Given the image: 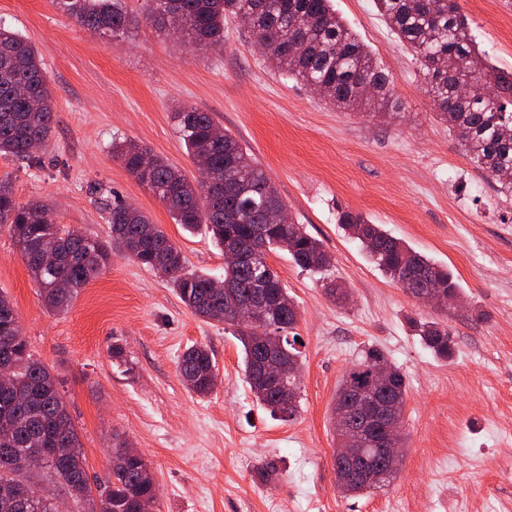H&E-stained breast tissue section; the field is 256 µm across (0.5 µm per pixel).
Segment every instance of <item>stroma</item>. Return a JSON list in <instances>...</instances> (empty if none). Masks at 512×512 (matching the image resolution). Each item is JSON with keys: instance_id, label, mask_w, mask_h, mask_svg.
Segmentation results:
<instances>
[{"instance_id": "obj_1", "label": "stroma", "mask_w": 512, "mask_h": 512, "mask_svg": "<svg viewBox=\"0 0 512 512\" xmlns=\"http://www.w3.org/2000/svg\"><path fill=\"white\" fill-rule=\"evenodd\" d=\"M457 3L487 61L512 72V0ZM333 4L388 73L390 108L363 115L329 105L274 70L235 17L212 52L146 20L120 42L89 33L50 0H0V23L38 48L54 91L40 165L0 156V178L11 180L17 203H49L54 223L102 239L113 200L133 204L160 224L189 269L223 277L224 257L205 228L175 224L112 156L113 141L128 140L200 179L172 120L185 104L239 137L292 219L323 243L350 294L342 306L287 252L267 256L299 309L294 419L256 401L230 327L194 315L165 278L125 254H113L56 314L0 230V293L12 300L30 353L64 381L90 480H105L112 446L128 442L159 484L155 512H512V198L437 120L418 60L374 0ZM342 211L448 266L465 311L431 308L390 281L340 227ZM412 317L447 323L450 358L434 357ZM193 345L216 361L217 386L205 397L179 376ZM372 348L405 377L404 457L386 486L348 497L336 487L329 418L343 372ZM266 466L267 482L259 475Z\"/></svg>"}]
</instances>
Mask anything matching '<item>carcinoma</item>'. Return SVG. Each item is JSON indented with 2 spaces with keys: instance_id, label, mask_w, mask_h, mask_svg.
Wrapping results in <instances>:
<instances>
[{
  "instance_id": "cac0c4a2",
  "label": "carcinoma",
  "mask_w": 512,
  "mask_h": 512,
  "mask_svg": "<svg viewBox=\"0 0 512 512\" xmlns=\"http://www.w3.org/2000/svg\"><path fill=\"white\" fill-rule=\"evenodd\" d=\"M63 13L93 34L114 40L127 37L138 23L127 0H51ZM380 14L401 43L420 62L438 108L437 118L455 137L476 169L495 178L501 193L512 196V72L498 70L485 60L473 41L456 0H375ZM146 19L160 31L176 29L201 49L224 46V18L253 17L259 34L274 45L267 55L281 74L321 90L323 99L344 110L390 102V80L371 51L333 8L332 0H144ZM443 56L454 58L451 70L437 67ZM468 95L455 98L461 84ZM190 159L201 169L191 182L163 157L131 142H113L112 155L168 210L174 223L186 230L203 224L221 249L239 248L247 258L224 268L229 288L213 287V277L186 268L181 251L161 227L139 208L115 203L109 213L111 238L71 233L44 221L48 205L16 203L10 180L0 179V229H7L38 284L45 308L62 312L88 282L107 265L112 252L123 250L141 265L166 279L173 292L196 315L233 327L243 348V374L256 401L280 418L295 416L297 392L284 377L275 388L261 377L264 351L253 328L235 321L236 302L259 290L272 293L267 319L277 340L276 351L300 365L294 335L298 306L267 254L282 250L302 270L327 274L332 267L321 241L301 224H269L267 212L283 200L270 178L247 149L229 132L213 133L210 113L195 107L172 113ZM53 108L48 77L36 49L17 31L0 24V155L39 163L32 145L48 140ZM338 224L363 254L391 281L415 279L430 288L458 293L452 271L421 254L408 243L361 214L342 211ZM70 285L62 292L56 283ZM412 327L438 357L448 358L452 341L448 327L436 321H414ZM385 361L371 349L342 375L332 402L330 423L340 447L358 433L360 423L350 409L348 387L361 386L405 407V379L393 369L390 387L371 382V371ZM11 370V385L0 387V486L13 485L26 501L0 494V512H60L47 493L44 477L28 472L22 461L34 448L66 453L46 467L77 504L97 502L89 512H140L155 481L146 459L134 457L121 443L112 448L107 496H93L79 436L61 396L54 368L30 354L12 301L0 294V367ZM215 361L204 346H191L179 363L186 387L206 396L215 386ZM359 466H385L378 449L362 447Z\"/></svg>"
}]
</instances>
